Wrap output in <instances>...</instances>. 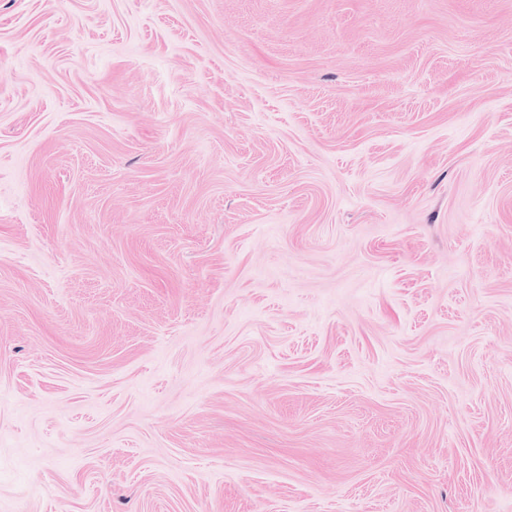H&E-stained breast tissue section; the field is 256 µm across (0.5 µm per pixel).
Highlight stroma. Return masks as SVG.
Segmentation results:
<instances>
[{
	"instance_id": "obj_1",
	"label": "stroma",
	"mask_w": 512,
	"mask_h": 512,
	"mask_svg": "<svg viewBox=\"0 0 512 512\" xmlns=\"http://www.w3.org/2000/svg\"><path fill=\"white\" fill-rule=\"evenodd\" d=\"M0 512H512V0H0Z\"/></svg>"
}]
</instances>
